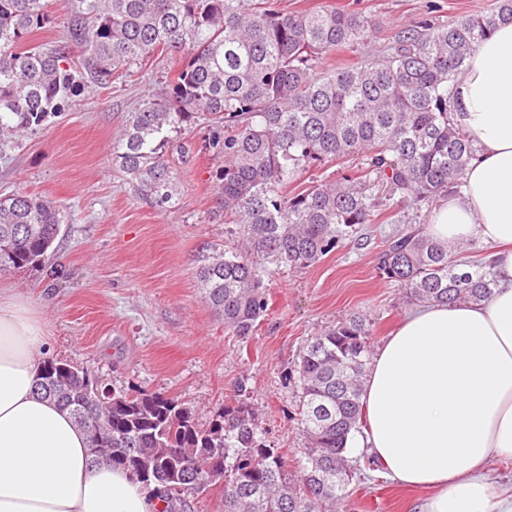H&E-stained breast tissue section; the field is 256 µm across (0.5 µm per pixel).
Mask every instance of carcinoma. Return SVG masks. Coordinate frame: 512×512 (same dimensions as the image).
I'll return each instance as SVG.
<instances>
[{
    "label": "carcinoma",
    "mask_w": 512,
    "mask_h": 512,
    "mask_svg": "<svg viewBox=\"0 0 512 512\" xmlns=\"http://www.w3.org/2000/svg\"><path fill=\"white\" fill-rule=\"evenodd\" d=\"M63 39L26 47L54 21L46 0H0V134L31 131L72 109L76 97L160 51L185 65L166 91L127 113L112 161L142 198L161 209L178 190L170 133L207 124L224 159L215 210L238 244L200 260L205 301L237 336L268 308L263 273L307 268L378 216L380 182L396 205L419 211L457 191L475 151L452 117L451 85L477 45L512 23V0L444 21L426 12L372 44L379 21L365 9L325 6L283 12L273 0H63ZM363 54L318 73L338 50ZM363 153L355 178L317 183L288 196L279 188L310 169ZM66 216L53 202L0 198V272L41 261ZM376 268L413 305L478 303L493 295L491 262H460L448 244L416 229L389 237ZM370 322L350 315L312 338L297 365L307 462L302 486L262 443L243 406L218 409L206 425L177 399L107 387L91 371L44 360L37 393L84 428L95 465L125 470L162 498L160 512H185L187 498L214 487L224 512H336L346 498V449L364 424L361 404Z\"/></svg>",
    "instance_id": "1"
}]
</instances>
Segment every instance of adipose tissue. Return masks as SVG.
Here are the masks:
<instances>
[{"mask_svg": "<svg viewBox=\"0 0 512 512\" xmlns=\"http://www.w3.org/2000/svg\"><path fill=\"white\" fill-rule=\"evenodd\" d=\"M452 112L477 150L425 233L495 245L497 285L485 302L406 314L368 365L362 446L380 476L428 491L422 512H512L486 472L512 459V24L457 74ZM45 346L36 311L0 293V512H160L124 471L91 465L86 433L37 395Z\"/></svg>", "mask_w": 512, "mask_h": 512, "instance_id": "adipose-tissue-1", "label": "adipose tissue"}]
</instances>
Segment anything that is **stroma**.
I'll return each instance as SVG.
<instances>
[{"instance_id":"1","label":"stroma","mask_w":512,"mask_h":512,"mask_svg":"<svg viewBox=\"0 0 512 512\" xmlns=\"http://www.w3.org/2000/svg\"><path fill=\"white\" fill-rule=\"evenodd\" d=\"M287 11L357 6L381 22L383 35L428 6L446 20L480 14L494 0H276ZM181 57L156 53L111 83L93 86L66 113L36 131L0 140V195L46 197L69 215L40 262L0 273V289L27 297L47 331V355L87 367L105 384L178 398L208 422L225 406L252 408L262 441L282 455L300 482L305 438L296 366L312 336L345 315H365L378 348L409 307L400 288L379 275L383 240L400 224L397 207L304 269L269 268L268 309L252 333L228 334L195 278L203 254L235 244L214 208L220 166L208 131L185 126L173 135L185 154L173 171L179 200L162 210L141 199L112 163V145L128 112L160 94ZM353 472L346 512H420L427 496L375 475L358 441L346 452Z\"/></svg>"}]
</instances>
